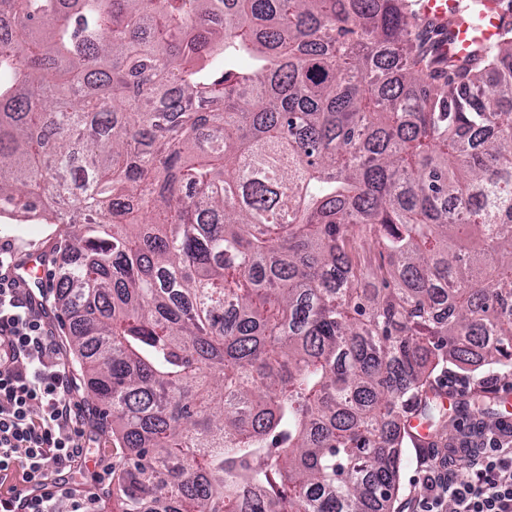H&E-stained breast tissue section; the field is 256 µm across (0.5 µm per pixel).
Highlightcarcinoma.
Wrapping results in <instances>:
<instances>
[{
	"mask_svg": "<svg viewBox=\"0 0 512 512\" xmlns=\"http://www.w3.org/2000/svg\"><path fill=\"white\" fill-rule=\"evenodd\" d=\"M414 14L0 0V215L63 232L122 512H390L435 367L512 374V27L444 63Z\"/></svg>",
	"mask_w": 512,
	"mask_h": 512,
	"instance_id": "carcinoma-1",
	"label": "carcinoma"
}]
</instances>
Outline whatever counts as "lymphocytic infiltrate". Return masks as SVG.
Masks as SVG:
<instances>
[{
  "label": "lymphocytic infiltrate",
  "mask_w": 512,
  "mask_h": 512,
  "mask_svg": "<svg viewBox=\"0 0 512 512\" xmlns=\"http://www.w3.org/2000/svg\"><path fill=\"white\" fill-rule=\"evenodd\" d=\"M15 256L0 245V486L37 482L28 512H95L97 493L63 473L85 457L88 413L56 340L44 301L7 275ZM408 512H512V441L481 430L463 456L434 457Z\"/></svg>",
  "instance_id": "f902f5d3"
}]
</instances>
